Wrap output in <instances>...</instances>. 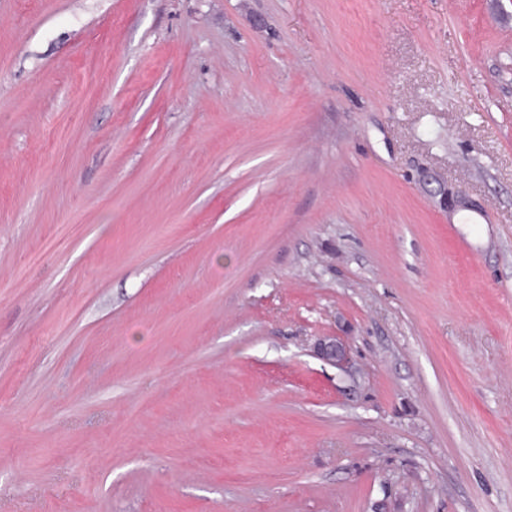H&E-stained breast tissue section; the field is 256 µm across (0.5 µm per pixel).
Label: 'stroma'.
I'll return each instance as SVG.
<instances>
[{"label": "stroma", "mask_w": 512, "mask_h": 512, "mask_svg": "<svg viewBox=\"0 0 512 512\" xmlns=\"http://www.w3.org/2000/svg\"><path fill=\"white\" fill-rule=\"evenodd\" d=\"M0 512H512V0H0ZM317 354L337 365H343L348 357L346 344L336 338L320 339L317 344Z\"/></svg>", "instance_id": "35a3bbf8"}]
</instances>
